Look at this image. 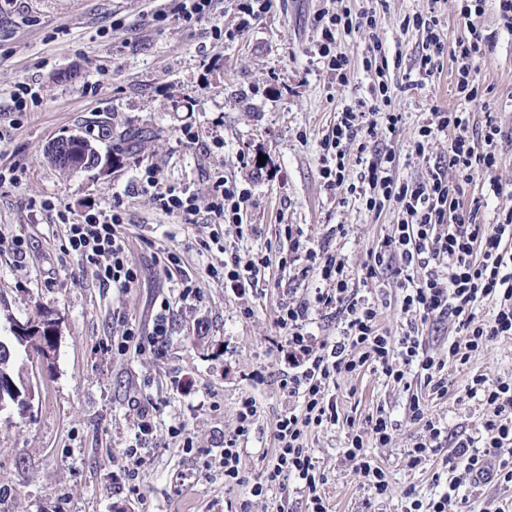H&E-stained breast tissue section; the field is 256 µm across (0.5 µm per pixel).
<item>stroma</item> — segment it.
Returning <instances> with one entry per match:
<instances>
[{"label":"stroma","mask_w":512,"mask_h":512,"mask_svg":"<svg viewBox=\"0 0 512 512\" xmlns=\"http://www.w3.org/2000/svg\"><path fill=\"white\" fill-rule=\"evenodd\" d=\"M247 0H213L208 18L192 26L175 18L155 21L174 0H7L0 5V166H18L17 184L0 187V238L29 245L20 259L0 246V336L11 323L52 315L61 338L50 367L34 369L33 354L18 349V367L37 370L38 389L30 408H0V512H305L306 494L288 480L256 496L228 484L220 460L225 435L237 427L243 396H255L259 416L243 445L242 466L255 478L272 458L276 423L298 404L280 387L288 364L275 324L276 304L286 295L312 297L322 282L303 281L294 267L272 266L256 288L238 296L224 278L211 274L217 251L204 244L212 232L236 242L242 259L288 250L284 228L293 225L311 245L323 243L334 225L351 283L376 300L380 325L399 335L410 320L402 311L395 281L379 276L364 282L363 267L377 241L398 218L388 202L369 212L346 188L327 189L321 176L319 142L331 131L345 103L369 98L376 83L364 65L366 42L343 35L338 49L347 60V79L338 81L313 52V19L328 0H275L269 13L241 28ZM431 0H385L376 32L389 67L391 108L403 120L382 134L401 181H416L425 165L410 155L415 132L432 105L464 106L474 115V134L493 118L504 136L498 142L496 175L512 188V30L504 27L495 0L482 18L496 35L481 67L480 100L460 104L450 69L405 91L421 42L416 29H403L406 16L427 14ZM223 30L214 38V27ZM39 89L40 104L18 127H10V95L18 82ZM199 133L195 144L180 143L184 127ZM79 134L109 156L107 173L67 171L45 155L49 143ZM156 166L165 183L188 186L199 211L192 223L158 210L150 196L128 191L144 167ZM248 189L242 226L218 225L206 209L216 174ZM50 198L79 216L122 201L130 222L124 232L129 258L140 270L137 288L101 286L65 253L67 227L30 211V199ZM175 251L195 278V297L182 299L174 280L161 275L154 243ZM169 300L170 331L162 348L130 345L121 353L114 337L127 328L149 331ZM262 371L263 383L252 382ZM512 377V339L497 337L466 365H449L448 394L429 403L431 417L452 436L472 434L484 408L462 388L473 373ZM412 379L389 382L372 368L340 375L329 393L337 402L336 424L313 429L306 446L327 478L331 512H402L400 498L375 497L343 456L350 433L362 432L377 411L390 415L394 430L387 446L370 454L396 489L414 486L422 499L448 490L444 445L427 464L410 468L407 451L421 427L407 417L409 400L424 394ZM156 402L153 438H138L132 402ZM145 463L129 478L127 451Z\"/></svg>","instance_id":"stroma-1"}]
</instances>
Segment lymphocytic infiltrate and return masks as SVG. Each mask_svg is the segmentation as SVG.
<instances>
[{
  "label": "lymphocytic infiltrate",
  "instance_id": "obj_1",
  "mask_svg": "<svg viewBox=\"0 0 512 512\" xmlns=\"http://www.w3.org/2000/svg\"><path fill=\"white\" fill-rule=\"evenodd\" d=\"M486 0H463L460 15L467 34L447 46L437 13L416 15L411 19L423 32L421 52L415 69L421 79L442 72L443 55H450L455 65L456 87L461 99L475 101L479 93V72L492 50L491 35L485 34L481 18ZM375 23L373 12L323 9L314 18L317 34L315 47L337 79H345L348 60L337 48L339 33L368 35L366 67H373L386 55L381 42L371 36ZM380 99L367 103L357 99L339 112L332 133L319 142L323 166L321 174L328 188L348 187L350 193L364 197L366 207L382 211L388 198L397 199L404 218L384 235L372 250L364 266L365 279L389 274L403 292V310L413 314L402 335L394 336L379 325V307L366 298H358L350 286L347 261L329 244L310 246L301 236H294L289 262L297 266V275L308 278L319 273L328 281L326 289L316 290L311 298L280 299L276 324L284 333L289 372L281 387L289 396L301 398L302 412H285L276 424L277 448L255 480H247L242 471L241 444L247 438L259 413L255 398H242L237 410L238 425L224 438V479L237 484L250 483L253 495L264 489L284 486L297 479L307 494L308 512H328L324 492L326 479L318 470L305 445L311 428L338 420L336 404L328 400L331 381L337 375L371 367L395 383H403L408 375L423 377L432 393L445 395L448 380L443 375L447 364H464L480 353L486 343L496 337L512 338V207L501 210L496 222L481 224L477 208H464L459 200L461 183L481 180L482 187L494 196L505 190L495 177L499 163L497 144L503 132L493 120H486L481 138H472L470 114L455 108L432 106L415 135L412 152L427 159L431 141L438 134L450 138L448 161L433 165L417 182L395 180V154L378 147L380 130L395 132L400 113L391 111L387 88H380ZM358 164V176H350L351 164ZM457 182H449V173ZM141 193L152 194L165 213L191 220L197 213V197L190 190L164 184L159 169L145 167L136 184ZM250 199L247 189L225 177L215 180L207 209L221 224H239ZM31 210L54 215L67 227L69 254L83 269L108 286L124 290L137 287L140 272L129 259L125 237L121 232L126 212L120 201L111 207L90 210L73 218L67 209L50 199H33ZM225 255L224 285L239 295L256 284L259 268L274 263L271 256L258 262L241 263L233 243L220 247ZM496 296L497 306L489 320L476 318L477 306L487 297ZM336 311L343 316V331L336 341L317 340L308 326L313 307ZM452 321L457 340L445 354L424 349L419 326L428 321ZM467 398L477 400L485 413L476 436L456 444L449 456V471L461 472L458 480H450L448 491L429 500L419 498L415 487L398 493L404 512H448L461 482L471 488L497 482L512 484V379H492L483 374L469 376L464 385ZM408 416L422 427V436L407 453L410 467L429 461L431 453L448 439V428L429 417L425 398H413ZM393 423L390 415L377 412L369 417L364 433L347 438L344 456L355 463L364 486L375 496L395 494L386 471L366 451L367 445L383 447L391 439Z\"/></svg>",
  "mask_w": 512,
  "mask_h": 512
}]
</instances>
